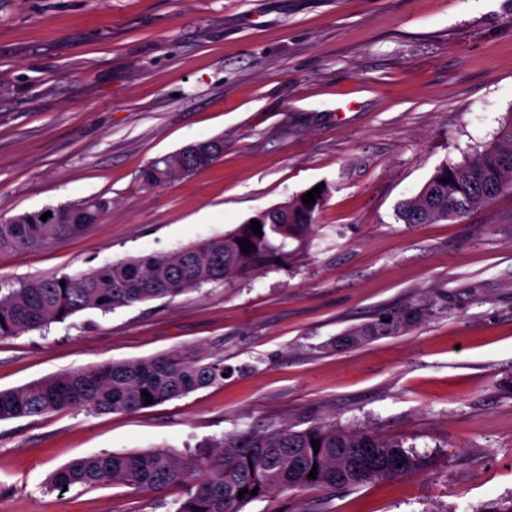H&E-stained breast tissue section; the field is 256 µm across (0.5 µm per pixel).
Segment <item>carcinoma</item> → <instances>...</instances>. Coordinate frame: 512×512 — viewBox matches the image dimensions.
Instances as JSON below:
<instances>
[{
	"instance_id": "cac0c4a2",
	"label": "carcinoma",
	"mask_w": 512,
	"mask_h": 512,
	"mask_svg": "<svg viewBox=\"0 0 512 512\" xmlns=\"http://www.w3.org/2000/svg\"><path fill=\"white\" fill-rule=\"evenodd\" d=\"M200 168L185 150L151 161L142 172L147 187L166 184ZM452 178L448 183L444 178ZM512 192V122L496 140L464 165H440L422 190L397 206V219L406 224L461 221ZM328 188L316 202L306 204L297 195L271 210L261 225L250 222L220 236L169 253L127 259L76 274L63 273L22 283L0 297V337L16 336L63 323L93 309L103 314L154 299L174 298L189 288L227 282L251 271L285 260L288 240H304L322 208ZM107 207L101 199L44 207L21 216L0 218V250L48 246L83 233ZM51 217L40 220L45 212ZM247 239L243 252L238 240ZM65 285H60V282ZM430 313L410 304L379 314L373 321L335 337V346H354L396 336ZM224 360L208 363L170 355L89 365L56 373L16 388L0 390V420L20 419L67 410L103 414L145 408L148 392L153 405L183 397L224 381ZM320 442L314 451L311 440ZM205 450L182 454L167 446L144 452H100L76 458L55 470L47 486L86 489L120 485L136 493L192 484L195 491L175 512H240L245 504L275 492L301 491L316 486L357 488L387 478L414 474L426 466V456L398 438L372 429H353L315 422L296 430L283 424L250 427L212 439ZM317 467L316 478L308 477ZM258 488L253 496L249 490ZM247 490L243 497L238 492Z\"/></svg>"
}]
</instances>
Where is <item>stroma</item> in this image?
Wrapping results in <instances>:
<instances>
[{
    "label": "stroma",
    "mask_w": 512,
    "mask_h": 512,
    "mask_svg": "<svg viewBox=\"0 0 512 512\" xmlns=\"http://www.w3.org/2000/svg\"><path fill=\"white\" fill-rule=\"evenodd\" d=\"M511 120L512 0H0V217L108 202L79 236L0 252V281L187 247L329 189L287 264L0 337L2 390L157 355L229 369L136 412L0 421V512H174L186 486L45 483L79 456L315 421L403 439L429 463L241 512L512 502V193L461 222L395 216L442 163L474 158ZM216 136L215 164L143 185L148 162ZM415 303L434 312L410 331L332 347Z\"/></svg>",
    "instance_id": "35a3bbf8"
}]
</instances>
